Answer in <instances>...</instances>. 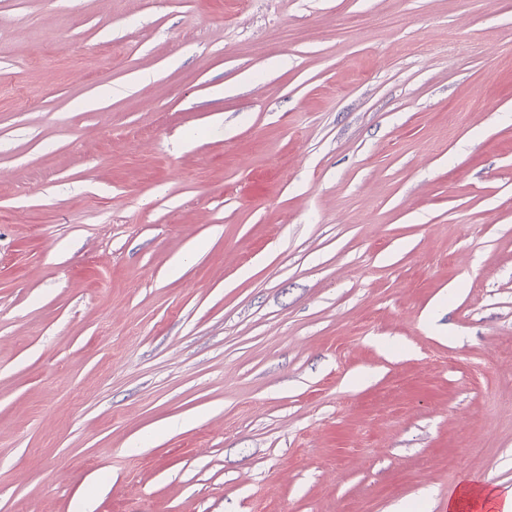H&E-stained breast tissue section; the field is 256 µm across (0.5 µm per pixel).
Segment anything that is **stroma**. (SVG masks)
I'll return each instance as SVG.
<instances>
[{
    "mask_svg": "<svg viewBox=\"0 0 512 512\" xmlns=\"http://www.w3.org/2000/svg\"><path fill=\"white\" fill-rule=\"evenodd\" d=\"M476 481L512 494V0H0V512Z\"/></svg>",
    "mask_w": 512,
    "mask_h": 512,
    "instance_id": "35a3bbf8",
    "label": "stroma"
}]
</instances>
